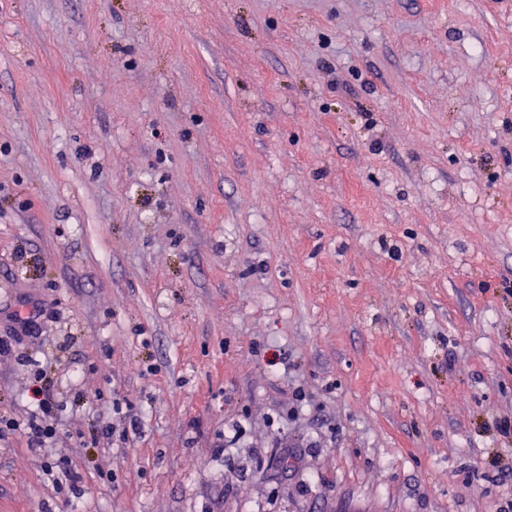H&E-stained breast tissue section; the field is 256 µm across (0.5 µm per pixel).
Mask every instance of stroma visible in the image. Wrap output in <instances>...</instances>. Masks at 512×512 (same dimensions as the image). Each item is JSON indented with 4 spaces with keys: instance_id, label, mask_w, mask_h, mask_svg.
<instances>
[{
    "instance_id": "obj_1",
    "label": "stroma",
    "mask_w": 512,
    "mask_h": 512,
    "mask_svg": "<svg viewBox=\"0 0 512 512\" xmlns=\"http://www.w3.org/2000/svg\"><path fill=\"white\" fill-rule=\"evenodd\" d=\"M38 371L0 512H512V0H0ZM35 382L30 398L38 410L37 415L30 419L23 428H21V424L11 419L4 420L1 417L0 433L4 431V427L11 431L20 430L28 435L32 442L42 445L57 435V427L51 422L55 404L41 372L37 373Z\"/></svg>"
}]
</instances>
